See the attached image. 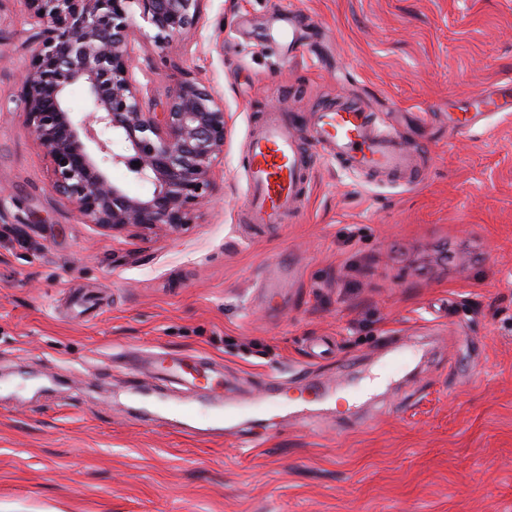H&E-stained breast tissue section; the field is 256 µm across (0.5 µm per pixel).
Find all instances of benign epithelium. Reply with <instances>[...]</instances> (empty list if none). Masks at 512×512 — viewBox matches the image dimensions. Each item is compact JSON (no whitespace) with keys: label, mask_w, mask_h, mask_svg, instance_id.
<instances>
[{"label":"benign epithelium","mask_w":512,"mask_h":512,"mask_svg":"<svg viewBox=\"0 0 512 512\" xmlns=\"http://www.w3.org/2000/svg\"><path fill=\"white\" fill-rule=\"evenodd\" d=\"M167 44L201 36L202 0H24L34 64L21 71L15 108L50 167V189L103 232L166 227L177 231L213 196V169L224 155L223 101L199 82L168 91L161 111L133 78L131 4ZM75 87L89 110L68 108ZM123 166L151 186L132 196L112 182Z\"/></svg>","instance_id":"benign-epithelium-1"}]
</instances>
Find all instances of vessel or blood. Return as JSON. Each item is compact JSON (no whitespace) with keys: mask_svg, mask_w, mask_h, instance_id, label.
Returning a JSON list of instances; mask_svg holds the SVG:
<instances>
[{"mask_svg":"<svg viewBox=\"0 0 512 512\" xmlns=\"http://www.w3.org/2000/svg\"><path fill=\"white\" fill-rule=\"evenodd\" d=\"M512 112V99L499 88L475 98L469 112L448 119V134L464 137L493 114ZM311 140L354 170L380 172L398 180L418 178L412 145L397 128H380L363 103L345 98L321 107L310 130ZM307 165L297 130L279 112L267 113L251 137L248 218L256 224H275L298 202Z\"/></svg>","mask_w":512,"mask_h":512,"instance_id":"1","label":"vessel or blood"}]
</instances>
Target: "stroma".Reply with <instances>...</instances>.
Instances as JSON below:
<instances>
[{
	"label": "stroma",
	"instance_id": "stroma-1",
	"mask_svg": "<svg viewBox=\"0 0 512 512\" xmlns=\"http://www.w3.org/2000/svg\"><path fill=\"white\" fill-rule=\"evenodd\" d=\"M307 16L289 55L279 13ZM202 34L134 29L161 100L193 79L228 117L211 202L172 233L111 235L50 189L0 116V512H512V113L449 137L448 115L512 79V0H203ZM0 0V101L32 62ZM354 96L417 145L399 184L313 156L299 213L246 224L262 113ZM277 288L268 301L266 286ZM207 362L246 417L143 388L156 352ZM304 409L266 405L271 381ZM188 420L156 413V399Z\"/></svg>",
	"mask_w": 512,
	"mask_h": 512
}]
</instances>
